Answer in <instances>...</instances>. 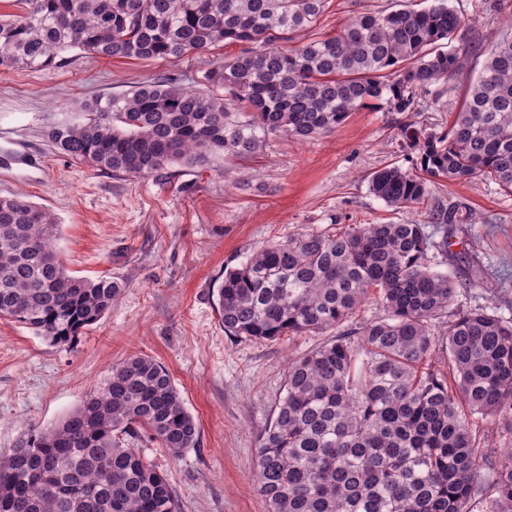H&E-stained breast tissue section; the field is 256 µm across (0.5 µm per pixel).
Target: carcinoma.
Masks as SVG:
<instances>
[{
    "label": "carcinoma",
    "instance_id": "obj_1",
    "mask_svg": "<svg viewBox=\"0 0 512 512\" xmlns=\"http://www.w3.org/2000/svg\"><path fill=\"white\" fill-rule=\"evenodd\" d=\"M0 17V67L93 58H181L242 44L196 89L153 79L84 101V121L52 128L71 161L140 178L217 154L250 158L272 136L330 133L360 109L410 112L437 85L455 96L483 46L466 18L434 0L423 10H366L330 33L325 0H25ZM301 32L311 38L298 39ZM455 41L461 46L453 49ZM414 169L388 164L370 192L419 204L440 181L484 177L512 193V37L495 42L448 129L402 127ZM455 205L435 224H466ZM57 220L24 196H0V319L53 344L99 321L123 285L68 273ZM426 224H350L290 234L224 270L218 311L229 336L273 342L338 328L372 298L386 316L344 330L288 364L287 389L258 450L267 512H512V462L484 482L469 418L512 432V322L483 308L452 314L457 283L428 264ZM448 352V372L432 363ZM179 455L198 428L169 371L131 357L57 425L0 454V512H177L175 492L133 447L140 433Z\"/></svg>",
    "mask_w": 512,
    "mask_h": 512
}]
</instances>
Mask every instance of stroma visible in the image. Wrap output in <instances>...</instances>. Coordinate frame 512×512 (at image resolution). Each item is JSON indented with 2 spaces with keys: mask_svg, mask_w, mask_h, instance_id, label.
<instances>
[{
  "mask_svg": "<svg viewBox=\"0 0 512 512\" xmlns=\"http://www.w3.org/2000/svg\"><path fill=\"white\" fill-rule=\"evenodd\" d=\"M431 0H326L320 29L371 9H420ZM472 18L483 45L512 31V0H449ZM239 45L183 59L90 58L69 52L41 70L0 68V196L24 193L60 225L57 247L71 275L111 276L119 301L74 342L53 345L0 320V453L76 408L114 365L147 355L170 373L197 422L196 447L172 455L135 442L174 489L178 512H266L254 487L265 428L286 393V365L324 342L321 334L273 342L228 336L212 295L224 270L267 241L329 225L426 224L433 269L458 288L451 310L484 308L512 320V194L475 177L433 185L419 207H389L368 188L373 171L411 168L399 124L438 131L454 101L421 92L416 111L369 107L333 132L301 142L270 137L247 160L218 155L137 178L95 171L56 150L58 125L82 121L80 102L173 76L188 87ZM469 208L466 224L433 225L437 206Z\"/></svg>",
  "mask_w": 512,
  "mask_h": 512,
  "instance_id": "obj_1",
  "label": "stroma"
}]
</instances>
